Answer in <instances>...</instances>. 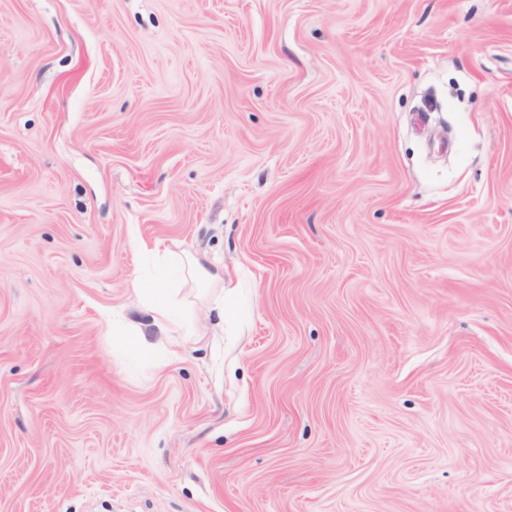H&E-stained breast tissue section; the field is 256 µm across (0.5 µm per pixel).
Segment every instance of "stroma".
Returning a JSON list of instances; mask_svg holds the SVG:
<instances>
[{
    "label": "stroma",
    "instance_id": "35a3bbf8",
    "mask_svg": "<svg viewBox=\"0 0 512 512\" xmlns=\"http://www.w3.org/2000/svg\"><path fill=\"white\" fill-rule=\"evenodd\" d=\"M0 512H512V0H0ZM164 258L167 262H175L182 271V278L179 283H177L178 288H173L176 293H178L180 288H184L188 285L190 286L189 288H218L220 294L216 299V308L224 315V277L210 272L195 254H164ZM159 288H134L140 298L148 304L160 321L176 322L174 312L171 310L166 298L162 296Z\"/></svg>",
    "mask_w": 512,
    "mask_h": 512
}]
</instances>
